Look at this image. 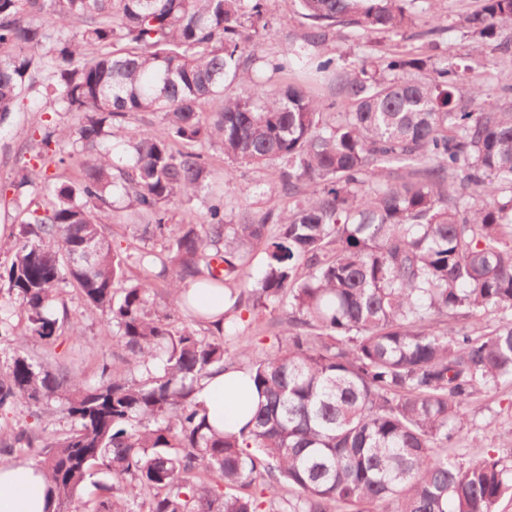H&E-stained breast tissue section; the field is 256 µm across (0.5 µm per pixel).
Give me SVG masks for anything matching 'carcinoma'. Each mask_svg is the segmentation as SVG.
Segmentation results:
<instances>
[{"label":"carcinoma","mask_w":512,"mask_h":512,"mask_svg":"<svg viewBox=\"0 0 512 512\" xmlns=\"http://www.w3.org/2000/svg\"><path fill=\"white\" fill-rule=\"evenodd\" d=\"M298 2L309 31L266 61V0H0V121L25 96L33 112L48 100L80 145L75 182L22 173L45 201L0 240V282L26 314L21 327L0 317V340L16 344L0 413L57 401L70 421L0 431V454L34 457L55 512H496L512 497V462L448 448L474 403L512 386V108L460 106L483 96L468 67L423 80L427 60L412 55L338 73L339 106L256 82L257 60L336 69L309 47L337 26L414 22L410 0ZM506 23L512 0L465 18L479 45ZM141 112L165 123L130 129ZM54 135L44 128L43 165L66 163L49 154ZM214 143L233 164L272 167L288 208L270 197L229 218L216 184L234 170L212 169ZM199 198L202 223L169 227L172 208ZM117 220L144 247H112ZM91 242L92 264L71 263ZM133 265L159 270L133 278ZM67 284L112 328L116 352L91 382L26 352L60 339ZM194 284L233 301L224 325L185 295ZM488 310L501 316L490 328ZM245 312L271 315L278 345L244 367L260 396L248 425L218 434L197 391L250 356ZM96 471L113 485L88 506L77 491Z\"/></svg>","instance_id":"cac0c4a2"}]
</instances>
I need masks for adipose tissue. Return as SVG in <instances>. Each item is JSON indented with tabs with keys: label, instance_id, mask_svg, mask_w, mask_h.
Returning a JSON list of instances; mask_svg holds the SVG:
<instances>
[{
	"label": "adipose tissue",
	"instance_id": "ef3b65f1",
	"mask_svg": "<svg viewBox=\"0 0 512 512\" xmlns=\"http://www.w3.org/2000/svg\"><path fill=\"white\" fill-rule=\"evenodd\" d=\"M198 399L214 429L242 428L258 395L245 370H216L205 378ZM55 493L42 470L30 463H0V512H52Z\"/></svg>",
	"mask_w": 512,
	"mask_h": 512
}]
</instances>
